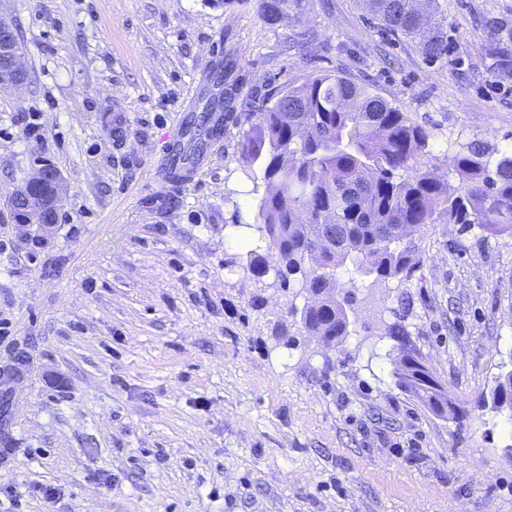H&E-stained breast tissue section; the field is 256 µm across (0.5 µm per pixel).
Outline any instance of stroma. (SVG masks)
Listing matches in <instances>:
<instances>
[{
    "label": "stroma",
    "mask_w": 512,
    "mask_h": 512,
    "mask_svg": "<svg viewBox=\"0 0 512 512\" xmlns=\"http://www.w3.org/2000/svg\"><path fill=\"white\" fill-rule=\"evenodd\" d=\"M439 4L453 51L427 65L361 0L273 26L256 0H0L29 73L0 92V512H512V411L481 405L512 371V235L429 225L328 348L301 333L307 292L262 289L234 231L266 191L240 154L254 107L309 74L429 127L441 178L464 144L512 148V0ZM219 45L237 111L192 183L162 182ZM38 159L63 178L47 236L5 206ZM396 323L463 423L399 386Z\"/></svg>",
    "instance_id": "35a3bbf8"
}]
</instances>
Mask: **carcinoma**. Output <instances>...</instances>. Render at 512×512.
<instances>
[{
  "mask_svg": "<svg viewBox=\"0 0 512 512\" xmlns=\"http://www.w3.org/2000/svg\"><path fill=\"white\" fill-rule=\"evenodd\" d=\"M308 0H258L269 25L307 9ZM380 31L416 44L424 63L448 58L447 18L421 12L412 0H367ZM224 66L216 67L217 102L207 103L194 124L212 139L216 109L230 118ZM432 133L369 87L335 74L302 77L263 98L257 122L243 134L241 155L260 165L267 192L257 204V239L244 267L261 279L275 270L288 293L300 277L310 296L301 313L308 336L336 346L348 333L347 307L356 281L408 276L421 233L430 224H477L493 234L512 233V150L493 156L472 141L451 159L457 184L436 175L422 159ZM275 253L269 265L261 247ZM350 289L339 296V269ZM405 362L399 385L432 412L448 414V394L400 325L391 328Z\"/></svg>",
  "mask_w": 512,
  "mask_h": 512,
  "instance_id": "cac0c4a2",
  "label": "carcinoma"
}]
</instances>
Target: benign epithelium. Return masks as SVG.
<instances>
[{
  "label": "benign epithelium",
  "mask_w": 512,
  "mask_h": 512,
  "mask_svg": "<svg viewBox=\"0 0 512 512\" xmlns=\"http://www.w3.org/2000/svg\"><path fill=\"white\" fill-rule=\"evenodd\" d=\"M28 79L18 31L0 19V89L20 90ZM61 201L60 171L49 163H38L32 176L10 194L7 207L17 215L16 224L44 230L57 223Z\"/></svg>",
  "instance_id": "1"
}]
</instances>
